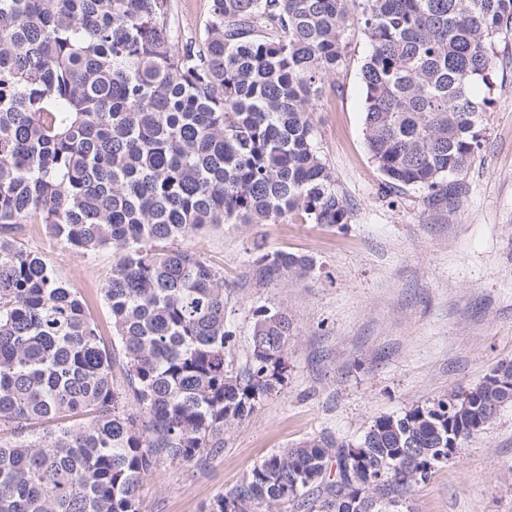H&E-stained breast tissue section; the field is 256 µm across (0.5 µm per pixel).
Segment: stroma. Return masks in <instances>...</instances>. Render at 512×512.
<instances>
[{
  "label": "stroma",
  "instance_id": "1",
  "mask_svg": "<svg viewBox=\"0 0 512 512\" xmlns=\"http://www.w3.org/2000/svg\"><path fill=\"white\" fill-rule=\"evenodd\" d=\"M210 0H171L182 38L204 35ZM343 66L324 80L311 122L315 141L346 198L347 224L285 218L227 224L189 240L224 275L233 336L226 355L244 366L252 311L283 309L294 331L280 393L224 432V446L188 464L161 461L144 477L141 512H204L273 451L325 435L357 441L384 414H402L512 364V36L496 44L482 145L461 172L465 193L452 207L427 190L385 184L364 137L360 68L369 42L360 23L347 31ZM81 292L106 344H114L103 293L113 254L72 253L41 225L20 237ZM264 251L308 254L307 277L271 285L252 277L255 243ZM411 512H512V403L481 437L464 442L408 495Z\"/></svg>",
  "mask_w": 512,
  "mask_h": 512
}]
</instances>
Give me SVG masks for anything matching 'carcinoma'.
<instances>
[{
	"mask_svg": "<svg viewBox=\"0 0 512 512\" xmlns=\"http://www.w3.org/2000/svg\"><path fill=\"white\" fill-rule=\"evenodd\" d=\"M169 0H0V512H139L153 465L224 447L280 391L293 322L253 313L250 357L226 359L224 275L178 245L220 224H346L310 120L345 58L365 140L392 189L438 200L481 147L495 39L512 0H211L182 41ZM26 224L89 255L112 250L108 347L77 288L18 243ZM253 276L315 262L254 247ZM121 364L126 391L112 369ZM141 415L123 409L124 393ZM512 402V365L354 443L318 436L262 459L205 512H409L411 488Z\"/></svg>",
	"mask_w": 512,
	"mask_h": 512,
	"instance_id": "carcinoma-1",
	"label": "carcinoma"
}]
</instances>
